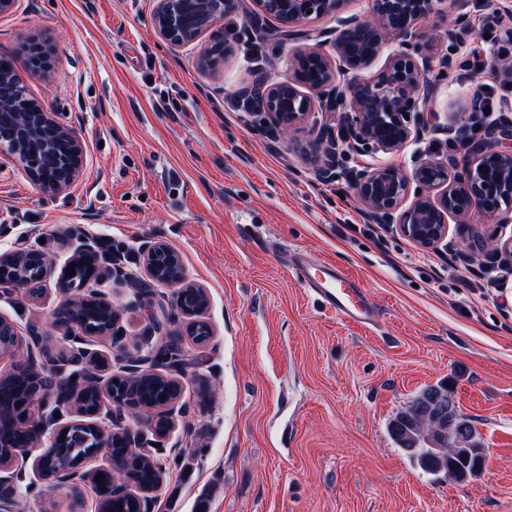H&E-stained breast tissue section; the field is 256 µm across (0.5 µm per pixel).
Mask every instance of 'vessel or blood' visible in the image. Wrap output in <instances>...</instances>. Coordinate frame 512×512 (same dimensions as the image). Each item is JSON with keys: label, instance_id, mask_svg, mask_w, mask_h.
Returning <instances> with one entry per match:
<instances>
[{"label": "vessel or blood", "instance_id": "vessel-or-blood-1", "mask_svg": "<svg viewBox=\"0 0 512 512\" xmlns=\"http://www.w3.org/2000/svg\"><path fill=\"white\" fill-rule=\"evenodd\" d=\"M290 272L333 317L368 329L379 325L360 281L335 264L299 255L291 261Z\"/></svg>", "mask_w": 512, "mask_h": 512}]
</instances>
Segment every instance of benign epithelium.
Here are the masks:
<instances>
[{
	"label": "benign epithelium",
	"instance_id": "1",
	"mask_svg": "<svg viewBox=\"0 0 512 512\" xmlns=\"http://www.w3.org/2000/svg\"><path fill=\"white\" fill-rule=\"evenodd\" d=\"M442 0H369L366 16H344L342 0H255L259 12L255 20L272 17L284 25H296L304 20L325 15L336 16V29L330 41L336 55V66L318 51L298 54L292 75L273 84L265 94L275 111L268 113L273 121L271 130L277 136L298 132L308 116L320 109L338 113L336 127L326 128L314 143L311 156L315 177L322 182L337 180L342 175L341 160L349 150H374L391 153L423 135L426 124L428 82L426 68L419 66L409 52L416 36L418 21L437 9ZM235 0H156L154 20L158 33L174 46L192 43L186 37L190 29L201 33L224 18L234 8ZM460 11L448 16V43L454 51L468 41L470 18L483 7L482 0H459ZM397 40L398 49L389 57L387 66L372 80H363L359 72L369 67L379 56L388 37ZM322 75L317 84L305 82L308 68ZM348 76L341 84L335 81L334 70ZM313 92L308 95L301 91ZM20 96L19 86L0 69V112H10V120L0 121V157L22 171L30 180L53 192L67 191L79 178L84 146L76 132L55 119L51 112H28L14 109ZM472 123L448 124L449 140L457 149L443 161H424L412 174L393 165L361 170L352 179V187L365 205V217L374 224H394L401 234L421 248H433L448 236V219L459 221L460 233L470 228L469 222L494 217L503 223L512 221V121H486L481 113ZM45 136L56 135L66 143L64 163L52 170L41 166L39 157L20 148L33 131ZM419 184V194L407 207H402L408 195L410 181ZM66 234L80 243L77 252L65 263L60 287L73 293L57 311L56 323L65 331L71 343L70 360L59 363L39 348L40 330L36 324L23 331L14 322L0 317V360L8 358L10 365L1 375L23 370L32 375V384L22 405L14 407L0 403V419L21 413L26 425L35 430L29 448L48 437V447L76 426L91 428L98 436L99 448L92 450L76 466L56 467L47 453L36 461L38 477L52 485L71 487L91 482L97 504L118 497H134L139 512H153V491L140 488L127 474L123 462L114 456L108 464L89 474L83 463L95 457L99 449L111 444V436L121 440L130 453H141L153 447L155 439L164 438L175 428L177 416L184 414L179 406L181 383L176 375L184 373L182 362L171 348L158 349L153 337L142 338L134 355L121 354V373L137 379L146 373L157 374L166 384L168 399L164 406L141 402L131 389L118 395L112 390V379H104L102 370L90 363L86 348L95 333L89 331L69 310L81 302L89 282H100V269L109 276L122 277L136 286V296L152 294L153 287L175 289L172 309L190 319V334H202L204 341L212 336L209 323L198 319L208 306L203 287L188 280L179 252L170 245L149 240L141 247L142 275L130 273L120 266L112 253L100 250V242L81 225L66 228ZM475 252L489 257L496 252L512 253V236L506 240L492 236L466 242ZM92 268L95 276L81 284L70 281L68 269L79 264ZM55 264L47 251L28 246L15 247L0 253V293L11 294L17 288L38 291ZM91 299L112 308V320L102 331L105 337H118L120 313L112 307L102 290L92 291ZM95 396L93 408H84L86 396ZM78 408L80 421L62 423L55 418L57 407ZM145 411L152 415L149 430L132 429L127 420ZM28 448L18 449L12 457L0 460V512H16L19 483L25 472L18 468ZM105 473L108 479L96 481Z\"/></svg>",
	"mask_w": 512,
	"mask_h": 512
}]
</instances>
